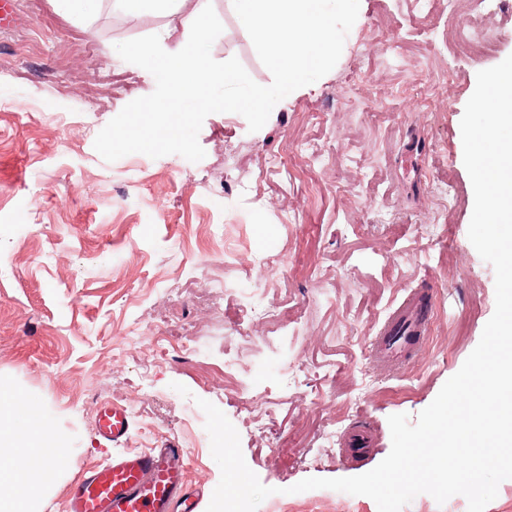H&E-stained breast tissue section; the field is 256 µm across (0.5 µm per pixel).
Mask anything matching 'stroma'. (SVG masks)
Segmentation results:
<instances>
[{
    "instance_id": "1",
    "label": "stroma",
    "mask_w": 512,
    "mask_h": 512,
    "mask_svg": "<svg viewBox=\"0 0 512 512\" xmlns=\"http://www.w3.org/2000/svg\"><path fill=\"white\" fill-rule=\"evenodd\" d=\"M211 4L223 25L213 58H238L271 84L239 17L226 0ZM85 16L79 28L55 0H13L0 22V380L66 449L42 512H61L82 471L114 455L95 434L105 401L131 414L125 450L173 441L189 479L215 489L202 399L233 423L247 465L275 490L257 512H378L363 495L289 488L378 465L391 450L389 416L429 406L494 313V270L468 239L474 192L460 122L477 73L512 54V0H486L494 48L483 56L446 44L447 12L428 19L414 0H360L329 73L259 131L237 113L206 117L196 163L139 153L108 162L94 149L127 103L155 89L116 44L162 31L179 40L181 15L135 17L94 0ZM419 55L431 59L423 103L400 90ZM364 76L376 89L365 109L387 115L379 130L348 111L346 81ZM304 139L324 148L322 168L299 159L267 172ZM442 178L457 196L445 211L434 199ZM429 222L447 225L444 245L419 233ZM269 255L287 272H269ZM214 282L224 285L218 312L198 299ZM411 290L433 291L434 316L419 349L390 370L373 341ZM248 304L288 320L238 324ZM208 361L228 373L206 374ZM356 422L377 445L345 462L341 437Z\"/></svg>"
}]
</instances>
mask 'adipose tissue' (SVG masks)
I'll return each mask as SVG.
<instances>
[{"mask_svg":"<svg viewBox=\"0 0 512 512\" xmlns=\"http://www.w3.org/2000/svg\"><path fill=\"white\" fill-rule=\"evenodd\" d=\"M64 452L42 431L29 402L0 382V512H39Z\"/></svg>","mask_w":512,"mask_h":512,"instance_id":"ef3b65f1","label":"adipose tissue"}]
</instances>
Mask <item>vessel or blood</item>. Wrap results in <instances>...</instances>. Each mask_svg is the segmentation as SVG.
Listing matches in <instances>:
<instances>
[{
  "instance_id": "1",
  "label": "vessel or blood",
  "mask_w": 512,
  "mask_h": 512,
  "mask_svg": "<svg viewBox=\"0 0 512 512\" xmlns=\"http://www.w3.org/2000/svg\"><path fill=\"white\" fill-rule=\"evenodd\" d=\"M431 317L429 302L419 293L407 294L379 330V358L399 363L426 334ZM130 428L126 408L102 405L95 430L117 453L80 474L66 492L62 512H200L205 490L187 480L183 449L168 441L141 452L124 451Z\"/></svg>"
}]
</instances>
